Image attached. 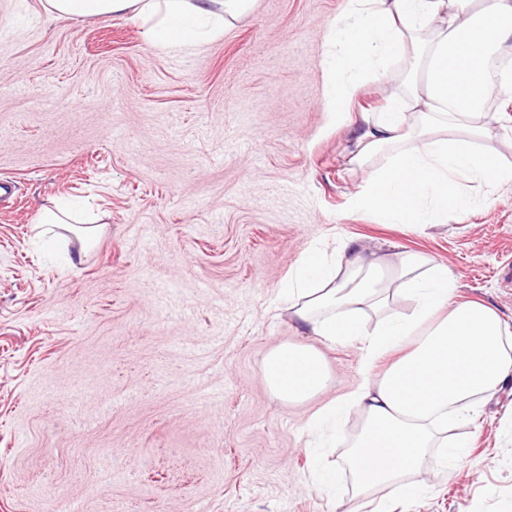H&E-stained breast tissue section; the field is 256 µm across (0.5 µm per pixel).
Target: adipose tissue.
Masks as SVG:
<instances>
[{"label": "adipose tissue", "mask_w": 512, "mask_h": 512, "mask_svg": "<svg viewBox=\"0 0 512 512\" xmlns=\"http://www.w3.org/2000/svg\"><path fill=\"white\" fill-rule=\"evenodd\" d=\"M43 0L58 17L86 19L132 14L153 19L155 45L186 50L217 37L226 17L246 12L251 0ZM351 23H337L333 38L342 55L328 57V105L348 116L361 84L383 77L394 63L407 65L403 93L378 112L362 115L358 164L381 153L389 161L372 172L357 209L382 224H444L449 213L488 203L512 186V163L489 148L490 129L480 114L495 84H512V71H496V48L512 41V0H349ZM486 187L472 196L461 181ZM449 268L415 253L402 254L393 277L357 265L342 279L321 249L289 272L281 298L293 319L323 340L359 343L365 370L345 399L321 408L309 431L335 424L359 409L348 466L358 487L400 481L419 470L433 447L434 425L497 389L512 373V328L490 307L452 303ZM409 294V314L386 308L392 290ZM376 315L366 329L360 315ZM384 353L396 359L381 376L371 366ZM274 395L300 401L326 381L320 355L306 347L277 346L263 362Z\"/></svg>", "instance_id": "obj_1"}]
</instances>
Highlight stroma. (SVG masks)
<instances>
[{
	"label": "stroma",
	"instance_id": "1",
	"mask_svg": "<svg viewBox=\"0 0 512 512\" xmlns=\"http://www.w3.org/2000/svg\"><path fill=\"white\" fill-rule=\"evenodd\" d=\"M348 0H252L190 53L154 46L129 16L50 18L0 0V512H512V375L449 424L461 458L430 449L394 486L357 491L352 413L333 447L307 423L349 394L358 344L310 335L281 309L314 246L444 263L454 301L512 324V188L447 223L379 224L352 205L361 111L404 68L364 84L347 120L328 112L323 62ZM491 148L512 157V86L495 87ZM70 196L98 235L75 265L37 225ZM317 350L324 388L277 399L263 360ZM340 477L335 495L314 470Z\"/></svg>",
	"mask_w": 512,
	"mask_h": 512
}]
</instances>
